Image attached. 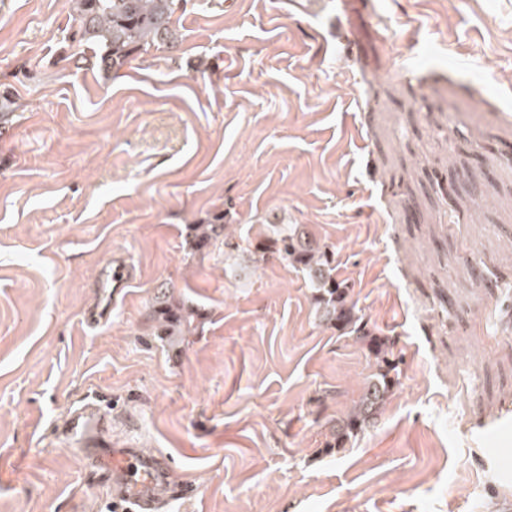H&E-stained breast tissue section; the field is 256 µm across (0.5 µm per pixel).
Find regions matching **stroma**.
I'll return each mask as SVG.
<instances>
[{"instance_id":"stroma-1","label":"stroma","mask_w":512,"mask_h":512,"mask_svg":"<svg viewBox=\"0 0 512 512\" xmlns=\"http://www.w3.org/2000/svg\"><path fill=\"white\" fill-rule=\"evenodd\" d=\"M184 0L180 42L94 67L70 0H0V512H113L53 434L112 402V445L192 495L165 512H512V0ZM300 224L396 380L327 448L372 361L306 274L194 241ZM132 284L87 327L109 262ZM486 266L478 280L469 270ZM199 314L178 342L159 290Z\"/></svg>"}]
</instances>
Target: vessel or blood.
<instances>
[{"label": "vessel or blood", "mask_w": 512, "mask_h": 512, "mask_svg": "<svg viewBox=\"0 0 512 512\" xmlns=\"http://www.w3.org/2000/svg\"><path fill=\"white\" fill-rule=\"evenodd\" d=\"M128 285L122 267L107 269L99 285L103 295L97 306L84 315L87 325L96 326L112 314V305L124 294ZM107 416L99 403L85 401L78 404L64 420L57 432L85 447L91 468L103 479L119 488L115 512H162L167 498L183 497L192 491L190 484L162 490L163 468L140 455L134 449L112 452L105 438Z\"/></svg>", "instance_id": "b4317fda"}]
</instances>
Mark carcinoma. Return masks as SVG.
Segmentation results:
<instances>
[{
    "label": "carcinoma",
    "instance_id": "obj_1",
    "mask_svg": "<svg viewBox=\"0 0 512 512\" xmlns=\"http://www.w3.org/2000/svg\"><path fill=\"white\" fill-rule=\"evenodd\" d=\"M183 0H71L78 21L79 42L91 46L98 67L118 71L134 55L150 49L174 48L178 42L174 15ZM196 242L206 246L224 237V247L256 261L267 253L306 271L316 288L315 304L319 323L359 341L374 359V369L366 380L359 399L331 430L328 447L340 449L348 439L368 427L378 416L393 392L391 372L396 361L388 341L368 328L358 314L349 287L335 275L334 253L326 245L309 238L297 224L276 227L269 243L251 240L232 241L218 212L206 224L195 226ZM162 336H188L196 328L198 313L172 304L167 297L153 306Z\"/></svg>",
    "mask_w": 512,
    "mask_h": 512
}]
</instances>
